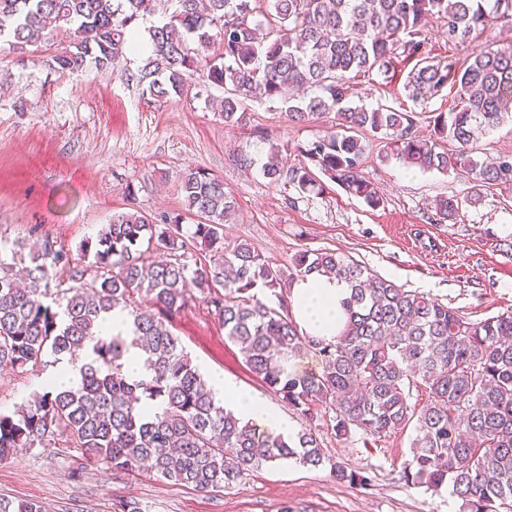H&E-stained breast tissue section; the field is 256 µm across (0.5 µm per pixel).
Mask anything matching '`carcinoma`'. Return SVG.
Instances as JSON below:
<instances>
[{
	"mask_svg": "<svg viewBox=\"0 0 512 512\" xmlns=\"http://www.w3.org/2000/svg\"><path fill=\"white\" fill-rule=\"evenodd\" d=\"M154 0H0V42L14 51L56 45L51 61L63 72L104 70L132 46L129 26ZM176 8L148 29L151 55L137 82L159 100L183 94L194 75L224 88V125L250 123L249 100L280 105L289 123L336 115L339 131L308 143L310 164L285 166L271 147L262 173L305 193L318 169L374 208L382 202L365 177V135L390 137L392 152L424 171L464 172L480 188L512 191V155L480 162L470 146L494 127L512 101V45L475 50L466 64L428 60L425 29L443 23L448 45L512 20V0H175ZM197 44L191 51L189 43ZM218 53L208 54L211 46ZM415 59L408 84L416 96L451 83L458 101L416 132L411 112L350 105L351 79L394 59ZM454 144L447 149L446 143ZM186 213L196 217L182 234L183 214L156 222L140 212L112 215L82 245L88 265L45 241L17 282L0 258V367L81 362L80 384L45 391L13 414L0 413V458L43 446L57 431L114 471L144 463L176 484L203 492L229 489L244 471L294 460L330 463L340 483L369 479L325 456L310 429L272 435L215 400L172 333L173 319L201 295L238 347L244 363L306 420L334 412L336 436L361 432L376 442L408 427L415 436L400 480L439 490L448 486L459 512H512V309L473 323L421 292L373 274L334 250H303L272 266L255 247L224 243L235 198L224 181L190 168L181 177ZM451 198L435 201L438 220L458 212ZM68 269L52 284L51 271ZM318 275L343 282L346 321L336 340L305 335L290 311L292 284ZM271 291L277 306L260 294ZM126 313V336L104 335V323ZM143 351L146 374L124 370L130 348ZM313 349L322 370L300 375L291 360ZM424 391L422 405L411 402ZM0 512H43L31 500L0 497Z\"/></svg>",
	"mask_w": 512,
	"mask_h": 512,
	"instance_id": "1",
	"label": "carcinoma"
}]
</instances>
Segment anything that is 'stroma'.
<instances>
[{"instance_id":"1","label":"stroma","mask_w":512,"mask_h":512,"mask_svg":"<svg viewBox=\"0 0 512 512\" xmlns=\"http://www.w3.org/2000/svg\"><path fill=\"white\" fill-rule=\"evenodd\" d=\"M426 40L433 62L462 64L475 49L512 42V29L452 46L433 25ZM53 53L43 44L20 53L0 44V241L8 247L30 253L48 239L82 263L81 243L113 214L158 218L183 211L179 177L200 168L222 178L236 197V214L224 226L226 244L249 243L272 265L288 264L301 250H335L474 322L512 308V193L490 186L471 201L466 174L406 167L382 135L370 139L364 167L383 199L380 207L323 175L318 189L300 194L292 185L270 183L260 165L271 146L283 144L287 163L301 162L298 146L324 136L333 115L290 126L271 104L248 102L252 126L270 134L261 142L250 128H225L211 106L223 97L220 88L195 83L183 96L160 100L135 79L142 55L129 52L115 68L70 74L50 65ZM414 67L399 61L391 78L374 71L359 76L353 103L412 112L418 134L428 135L429 117L450 111L456 91L447 86L413 97L407 83ZM242 151L255 158L251 169L235 164ZM442 196L458 200L459 210L440 223L434 202ZM172 330L203 376L223 373L266 399L293 430L312 427L329 458L367 471L370 483H340L328 467L288 460L246 471L233 488L204 493L153 472H114L59 432L47 446L0 460V495L38 501L46 512H117L126 500L144 512H458L447 490L399 483L413 429L367 444L356 432L336 437L327 413L306 422L249 372L203 301L176 317ZM56 369L49 361L26 370L0 367V412L13 413L43 392Z\"/></svg>"}]
</instances>
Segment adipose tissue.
<instances>
[{
    "label": "adipose tissue",
    "instance_id": "1",
    "mask_svg": "<svg viewBox=\"0 0 512 512\" xmlns=\"http://www.w3.org/2000/svg\"><path fill=\"white\" fill-rule=\"evenodd\" d=\"M348 295L344 283L313 276L293 284L290 292L291 313L299 328L319 340H331L344 319L343 301ZM213 391L235 415L290 436L293 429L265 401L237 387L223 377H216Z\"/></svg>",
    "mask_w": 512,
    "mask_h": 512
}]
</instances>
